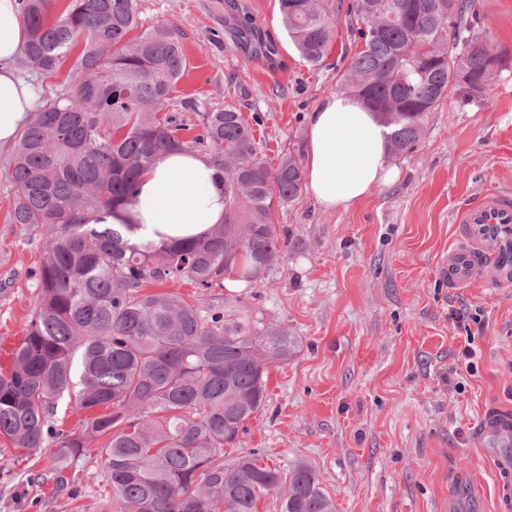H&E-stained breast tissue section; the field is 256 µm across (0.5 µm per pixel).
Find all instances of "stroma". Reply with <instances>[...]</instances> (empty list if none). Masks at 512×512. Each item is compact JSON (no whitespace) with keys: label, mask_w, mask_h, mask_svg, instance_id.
Returning <instances> with one entry per match:
<instances>
[{"label":"stroma","mask_w":512,"mask_h":512,"mask_svg":"<svg viewBox=\"0 0 512 512\" xmlns=\"http://www.w3.org/2000/svg\"><path fill=\"white\" fill-rule=\"evenodd\" d=\"M348 2L331 0L337 36L317 67L290 41L278 0H140V11L144 25L182 33L187 68L172 111L185 97L209 109L233 104L275 166L305 143L308 112L338 91L361 48ZM475 5L472 33L512 58V0ZM245 16L274 39V59L240 44ZM10 157L0 151V341L16 345L36 305L42 245L10 221ZM395 162L399 179L351 208L326 212L304 193L277 208L288 258L273 280L207 296L227 319L278 324L299 340L293 358L270 370L265 411L226 456L254 450L284 472L312 464L336 512H448L449 495L473 482L493 499L492 471L471 435L486 409L512 412V280L453 288L439 271L465 233L456 211L490 188L512 193V69L482 90L459 83ZM467 343L472 376L454 362ZM98 448L91 442L80 461L95 479L75 499L29 480L53 448L0 437V512H97Z\"/></svg>","instance_id":"obj_1"}]
</instances>
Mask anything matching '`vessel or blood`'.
<instances>
[{
  "instance_id": "1",
  "label": "vessel or blood",
  "mask_w": 512,
  "mask_h": 512,
  "mask_svg": "<svg viewBox=\"0 0 512 512\" xmlns=\"http://www.w3.org/2000/svg\"><path fill=\"white\" fill-rule=\"evenodd\" d=\"M456 223L465 225L462 242L440 261V271L450 287L467 286L476 276L491 275L499 282L512 277V194L497 189L484 191L460 207ZM472 443L492 468L497 512L512 507V414L491 408L482 416Z\"/></svg>"
}]
</instances>
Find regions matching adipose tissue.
Wrapping results in <instances>:
<instances>
[{"label": "adipose tissue", "mask_w": 512, "mask_h": 512, "mask_svg": "<svg viewBox=\"0 0 512 512\" xmlns=\"http://www.w3.org/2000/svg\"><path fill=\"white\" fill-rule=\"evenodd\" d=\"M27 31L20 0H0V149L11 146L38 108L33 84L16 56ZM389 129L364 101L336 93L307 116L303 165L306 192L326 211L348 208L394 183L399 170L388 149ZM224 187L209 156L174 150L160 154L139 179L134 202L100 211L105 224H131L135 243L162 247L205 235L224 221Z\"/></svg>", "instance_id": "obj_1"}]
</instances>
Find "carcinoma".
Here are the masks:
<instances>
[{"label": "carcinoma", "instance_id": "obj_1", "mask_svg": "<svg viewBox=\"0 0 512 512\" xmlns=\"http://www.w3.org/2000/svg\"><path fill=\"white\" fill-rule=\"evenodd\" d=\"M24 0L23 66L56 76L75 48L68 79L25 126L12 151L10 221L39 232L38 304L12 368L0 371V436L21 448L56 445L48 473L80 493L78 462L102 441L101 512H257L277 496L281 512H335L316 469L284 473L257 452L224 459L268 400L269 367L285 364L298 338L279 325L224 319L219 304L188 302L146 283H269L288 257L275 208L303 187L296 151L270 166L238 110L199 111L200 133L167 111L187 68L174 26L145 27L139 0ZM300 56L323 63L334 37L329 0H278ZM473 0H351L350 28L363 42L339 91L357 95L390 128V153L419 141L428 112L463 79L482 87L507 57L468 35ZM140 33L132 37L135 30ZM173 149L210 156L221 173L224 223L199 239L160 248L130 242L133 224H93L102 209L132 203L139 177ZM89 413L78 431L57 424L61 402Z\"/></svg>", "mask_w": 512, "mask_h": 512}]
</instances>
